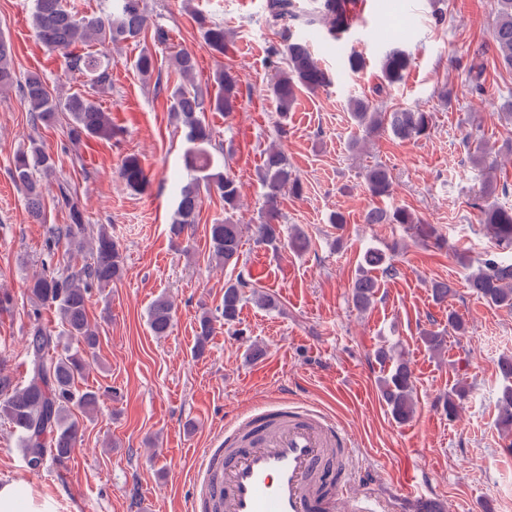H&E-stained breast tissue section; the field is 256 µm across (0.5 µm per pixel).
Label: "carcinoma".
I'll return each instance as SVG.
<instances>
[{"mask_svg": "<svg viewBox=\"0 0 512 512\" xmlns=\"http://www.w3.org/2000/svg\"><path fill=\"white\" fill-rule=\"evenodd\" d=\"M105 13L87 14L67 7L64 0H33L31 20L41 43L62 58L65 71L87 78L90 91L74 92L65 98L53 93L38 74H30L16 82L11 44L0 36V88L18 84L32 125H48L59 115L67 117V136L72 143L87 138H112L114 130L109 113L102 108L97 94L112 88V47L137 42L153 31V40L167 42V31L146 14L143 0H108ZM266 23L279 41L270 46L271 68L268 91L278 114L274 132L281 139L288 133L282 119L304 90L316 92L329 87L332 77L322 68L309 45L297 38L296 29L302 26L326 27L327 38L333 41L351 29L355 13L350 0H307L303 6L296 0H267ZM206 47L215 55L224 56L229 40L224 25L200 21ZM491 41L498 59L512 67V0H496V17ZM96 46L90 51L77 52L76 45ZM196 54L180 49L172 54L171 66L178 81L162 79L157 59L148 50L134 59L135 69L145 77H156L155 90L167 93L170 111L178 114L189 144L185 154L187 179L180 187L177 209L170 224L175 238L188 234L202 206L203 198L212 194L224 202V219L209 226L210 259L224 267L237 269L241 257L243 228L251 230L255 243L268 247H287L303 251L309 241L299 229L288 230L279 222V205L283 196L299 197L303 185L288 162L285 153L272 144L258 171L262 188V204L258 209V223L243 226L233 221L231 213L238 209L240 185L231 173L229 164H214L212 151L219 149L209 122L208 112H222L230 116L240 102L238 77L229 65L217 69L213 75L214 90L199 89L191 76L196 68ZM411 65L405 51L392 49L382 60V82L374 96L354 97L350 100L351 116L363 138L390 135L401 141H417L427 136L433 123V114L418 106L389 108L384 105V94L398 85ZM55 159L41 145L31 142L19 151L13 160V179L26 192V210L35 223L44 222L45 199L34 175L50 178L55 173ZM120 178L127 189L135 194L144 192L149 179L139 156L126 155L120 164ZM370 194L376 198L391 195L392 175L381 165L364 173ZM499 187L494 177L486 172L479 191L472 199L471 208L477 221L485 225L487 233L506 249L512 248V208L493 201ZM53 201L68 210L69 223L49 230L48 241L66 242L75 251L88 250L89 260L74 269L42 271L33 274L26 283L29 298L35 304L33 322L27 343L31 357V372L23 385H14L6 376H0V416L4 417L18 435L25 458L41 457L43 461L63 462L70 457L72 448L82 431L74 409L93 410L98 395L92 390H81L77 382L83 376L93 353L98 336L88 320L87 307L93 287L105 288L122 274L118 245L104 229L98 231L93 242L86 240L87 227L78 199L66 182L57 183ZM366 224H399L406 232L425 245L444 244L436 228L425 223L403 206L372 207L364 216ZM470 272L467 286L473 294L489 305L512 311V260L491 257L478 261L477 266L467 263ZM384 274L394 272L386 253L369 250L363 256L361 273L353 283V299L360 309L372 304L380 288L379 280L371 270ZM260 306L273 309V296L261 293L238 272L235 278L224 282V307L221 317L229 325L236 322L245 289ZM56 306L62 330L56 332L40 320V306ZM174 307L164 297L157 298L148 309V326L155 336L169 333ZM212 330V318L204 313L199 320L197 353H202ZM429 350L438 353L446 346L444 332L427 330L422 336ZM388 371L378 380L382 399L392 418L399 422L411 419L415 412L414 383L408 364L392 350L382 349L376 354ZM505 382L497 397L499 425L512 428V358L500 361Z\"/></svg>", "mask_w": 512, "mask_h": 512, "instance_id": "1", "label": "carcinoma"}]
</instances>
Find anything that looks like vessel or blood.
<instances>
[{"label": "vessel or blood", "mask_w": 512, "mask_h": 512, "mask_svg": "<svg viewBox=\"0 0 512 512\" xmlns=\"http://www.w3.org/2000/svg\"><path fill=\"white\" fill-rule=\"evenodd\" d=\"M351 453L334 415L280 394L225 418L222 447L201 458L195 512H388Z\"/></svg>", "instance_id": "obj_1"}]
</instances>
